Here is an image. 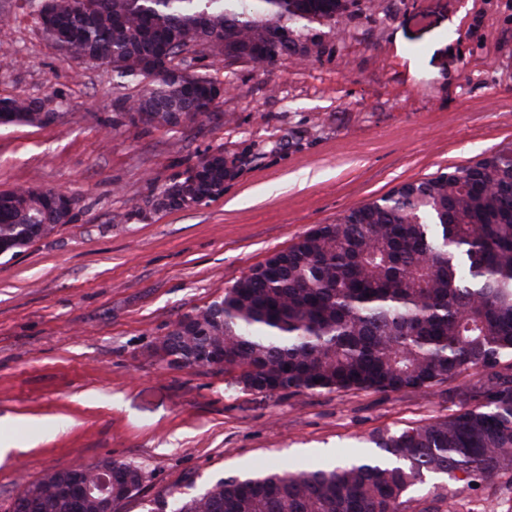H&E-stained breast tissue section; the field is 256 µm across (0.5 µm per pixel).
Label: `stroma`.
I'll return each instance as SVG.
<instances>
[{
  "instance_id": "stroma-1",
  "label": "stroma",
  "mask_w": 512,
  "mask_h": 512,
  "mask_svg": "<svg viewBox=\"0 0 512 512\" xmlns=\"http://www.w3.org/2000/svg\"><path fill=\"white\" fill-rule=\"evenodd\" d=\"M309 62L264 67L207 54L218 118L113 126L110 68L65 60L25 0H0V97L58 111L0 127V192L38 185L79 211L0 256V512L54 470L122 461L145 474L117 512L232 474L350 462L371 434L448 417L467 371L429 392L229 387L156 348L180 317L309 229L446 168L512 145V0H358L340 26L302 31ZM237 159L223 196L137 213L199 159Z\"/></svg>"
}]
</instances>
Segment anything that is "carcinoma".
Wrapping results in <instances>:
<instances>
[{
    "label": "carcinoma",
    "mask_w": 512,
    "mask_h": 512,
    "mask_svg": "<svg viewBox=\"0 0 512 512\" xmlns=\"http://www.w3.org/2000/svg\"><path fill=\"white\" fill-rule=\"evenodd\" d=\"M56 17L41 25L60 55L112 63L117 86L140 92L116 101L155 128L203 122L185 90L151 76L144 54L168 42L171 24L189 34L204 20L244 45H263L270 26L301 35L307 23L338 24L355 0H36ZM3 125H47L11 98ZM163 185L145 207L180 210L224 194V153ZM19 186L0 192V254H15L75 217L80 199ZM224 351L230 386L275 395L304 391L424 392L463 372L477 384L444 419L369 442L380 456L313 470L264 469L229 475L202 492L158 496L146 512H442L446 485L428 496L414 486L441 475L464 489L509 494L512 512V148L469 166L408 182L320 224L175 322L158 351L170 365L210 368L207 349ZM112 506L139 494L144 474L114 461ZM68 469L27 486L32 512H73L59 492Z\"/></svg>",
    "instance_id": "carcinoma-1"
}]
</instances>
